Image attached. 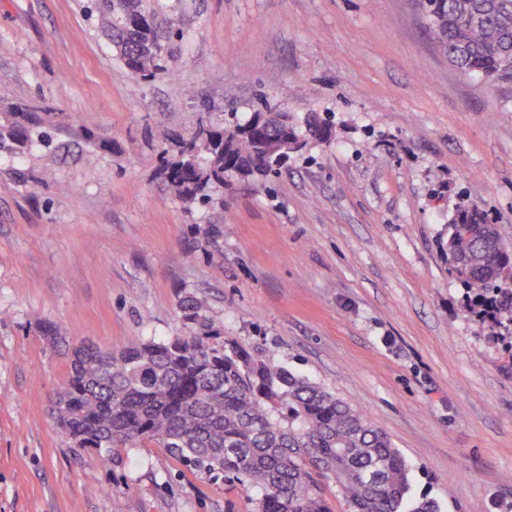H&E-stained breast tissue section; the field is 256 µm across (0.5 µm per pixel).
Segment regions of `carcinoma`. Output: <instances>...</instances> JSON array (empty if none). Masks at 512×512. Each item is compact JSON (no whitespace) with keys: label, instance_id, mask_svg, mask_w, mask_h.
I'll return each instance as SVG.
<instances>
[{"label":"carcinoma","instance_id":"obj_1","mask_svg":"<svg viewBox=\"0 0 512 512\" xmlns=\"http://www.w3.org/2000/svg\"><path fill=\"white\" fill-rule=\"evenodd\" d=\"M88 13L137 76L165 70L156 30H136L144 0H89ZM436 44L458 69L485 81L512 79V0H416ZM0 154L38 144L66 148L47 118L9 103L0 88ZM246 120L203 126L191 153L163 159L172 199L213 201L234 178L279 172L281 127ZM448 255L467 291L465 312L492 328H512V243L476 206H461L448 224ZM179 308L186 332L165 339L134 336L117 351L69 348L70 374L52 402L54 424L73 448L105 460L120 448L152 442L191 468L257 489L254 512H335L320 478L335 480L346 512H439L410 496V466L389 437L357 410L269 351H252L189 294Z\"/></svg>","mask_w":512,"mask_h":512}]
</instances>
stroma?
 I'll return each mask as SVG.
<instances>
[{
	"label": "stroma",
	"mask_w": 512,
	"mask_h": 512,
	"mask_svg": "<svg viewBox=\"0 0 512 512\" xmlns=\"http://www.w3.org/2000/svg\"><path fill=\"white\" fill-rule=\"evenodd\" d=\"M170 70L134 75L83 0H0L12 103L111 140L0 154V512H253V495L151 443L104 463L49 417L69 345L182 330L276 354L384 432L411 494L512 512V336L465 318L448 224L479 206L512 239V81L464 74L414 0H145ZM331 120L266 184L218 206L159 176L200 124L262 108ZM52 325L61 343L50 342Z\"/></svg>",
	"instance_id": "35a3bbf8"
}]
</instances>
